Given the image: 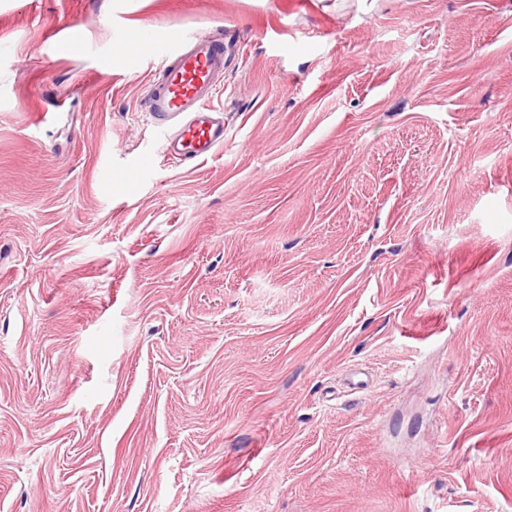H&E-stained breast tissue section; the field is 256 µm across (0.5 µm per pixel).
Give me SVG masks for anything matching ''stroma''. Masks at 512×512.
<instances>
[{"instance_id": "35a3bbf8", "label": "stroma", "mask_w": 512, "mask_h": 512, "mask_svg": "<svg viewBox=\"0 0 512 512\" xmlns=\"http://www.w3.org/2000/svg\"><path fill=\"white\" fill-rule=\"evenodd\" d=\"M0 512H512V0H0ZM174 43L148 80L145 112L163 132L162 150L173 163H193L224 146V118L211 105L230 65L227 35H200L187 41L155 35Z\"/></svg>"}]
</instances>
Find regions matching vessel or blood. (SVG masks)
Masks as SVG:
<instances>
[{
    "mask_svg": "<svg viewBox=\"0 0 512 512\" xmlns=\"http://www.w3.org/2000/svg\"><path fill=\"white\" fill-rule=\"evenodd\" d=\"M223 34L176 40L146 87L143 105L162 131L168 160L192 163L213 156L224 144V119L212 105L231 62Z\"/></svg>",
    "mask_w": 512,
    "mask_h": 512,
    "instance_id": "vessel-or-blood-1",
    "label": "vessel or blood"
}]
</instances>
